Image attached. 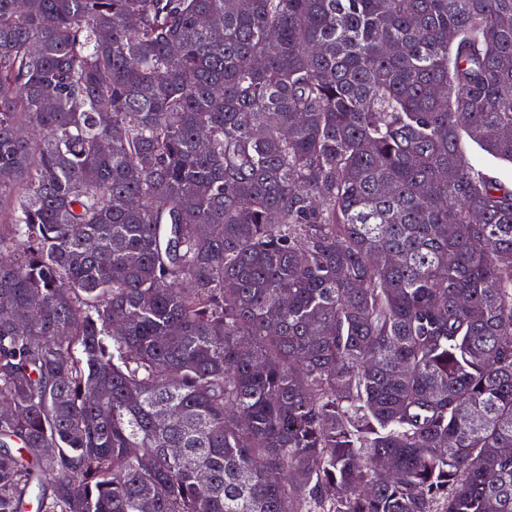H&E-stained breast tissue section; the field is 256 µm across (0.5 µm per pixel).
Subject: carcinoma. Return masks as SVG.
<instances>
[{"instance_id":"carcinoma-1","label":"carcinoma","mask_w":512,"mask_h":512,"mask_svg":"<svg viewBox=\"0 0 512 512\" xmlns=\"http://www.w3.org/2000/svg\"><path fill=\"white\" fill-rule=\"evenodd\" d=\"M512 0H0V512H512ZM461 148L469 161L476 167L489 172L506 183L512 182V164L508 161L493 157L465 136L462 138Z\"/></svg>"}]
</instances>
